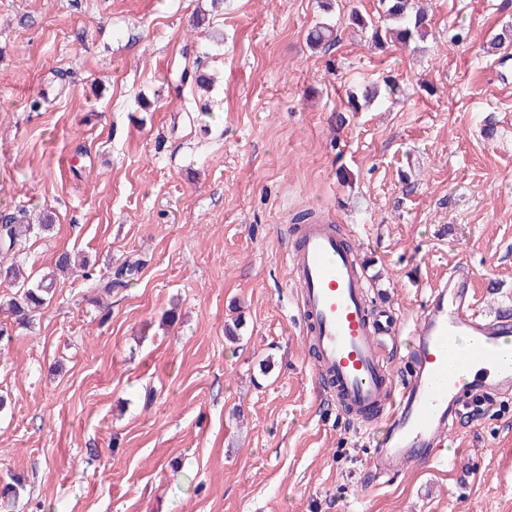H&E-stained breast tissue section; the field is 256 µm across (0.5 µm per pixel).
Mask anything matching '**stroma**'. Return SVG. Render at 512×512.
<instances>
[{
	"label": "stroma",
	"instance_id": "stroma-1",
	"mask_svg": "<svg viewBox=\"0 0 512 512\" xmlns=\"http://www.w3.org/2000/svg\"><path fill=\"white\" fill-rule=\"evenodd\" d=\"M422 2L404 50L350 25L379 0H0V213L52 216L18 255L33 278L65 251L92 271L29 325L0 314L16 512H512V397L451 429L458 463L370 484L287 266L310 211L403 328L461 266L479 312L512 309V44L491 43L512 0ZM320 21L327 51L306 44ZM337 39L333 26L326 22L316 23L307 34V42L313 48L328 50L335 45ZM140 262L139 260L127 258L120 265L116 266L113 271L110 272L105 288L109 292H112V288H124L127 287L128 283L134 278L139 272Z\"/></svg>",
	"mask_w": 512,
	"mask_h": 512
}]
</instances>
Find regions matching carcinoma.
Wrapping results in <instances>:
<instances>
[{
  "label": "carcinoma",
  "instance_id": "1",
  "mask_svg": "<svg viewBox=\"0 0 512 512\" xmlns=\"http://www.w3.org/2000/svg\"><path fill=\"white\" fill-rule=\"evenodd\" d=\"M382 18L375 20L355 11L350 16V25L370 34L371 41L382 46L388 42L407 48L411 43L424 39L428 34L429 20L426 14L415 8L414 0H380ZM337 39L333 26L326 22L316 23L307 34V42L317 49H328ZM52 228L51 217L43 224H31L26 215H11L0 219V254L12 255L10 261L0 264V275L17 291L5 301L6 310L19 325L27 324L31 318L45 309L53 297L55 275L48 273L36 284L23 279L22 266L17 261L18 253L27 239L35 232H46ZM139 260L128 258L110 272L105 288H125L139 272ZM24 491L21 479L13 478L0 485V512H13Z\"/></svg>",
  "mask_w": 512,
  "mask_h": 512
}]
</instances>
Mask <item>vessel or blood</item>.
Masks as SVG:
<instances>
[{
  "label": "vessel or blood",
  "mask_w": 512,
  "mask_h": 512,
  "mask_svg": "<svg viewBox=\"0 0 512 512\" xmlns=\"http://www.w3.org/2000/svg\"><path fill=\"white\" fill-rule=\"evenodd\" d=\"M287 262L300 287L304 344L338 411L356 423L387 427L371 450L375 477L442 455L441 436L463 410L484 413L512 395V366L505 362L512 353V314L477 313L469 274L437 285L410 330L415 348L400 379L385 365L377 337L401 330L368 302L352 244L328 225L309 224Z\"/></svg>",
  "instance_id": "1"
}]
</instances>
